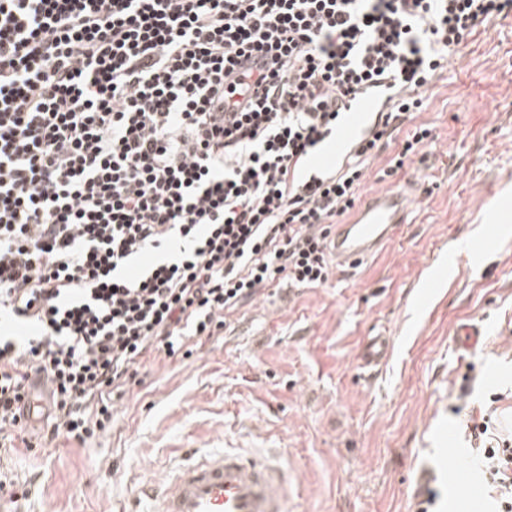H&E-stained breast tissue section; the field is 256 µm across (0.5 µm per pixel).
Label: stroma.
Instances as JSON below:
<instances>
[{"label":"stroma","mask_w":512,"mask_h":512,"mask_svg":"<svg viewBox=\"0 0 512 512\" xmlns=\"http://www.w3.org/2000/svg\"><path fill=\"white\" fill-rule=\"evenodd\" d=\"M434 139L364 192L411 190L407 222L378 255L318 288L263 290L182 362H155L117 402L112 429L0 455L27 491L18 512H121L176 454L242 441L276 448L296 475L288 512H495L482 473L467 495L449 446L467 420L512 432V13L478 26L423 94ZM484 339L460 348L456 323ZM391 351L359 368L366 337Z\"/></svg>","instance_id":"stroma-1"}]
</instances>
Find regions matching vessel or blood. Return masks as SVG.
Returning <instances> with one entry per match:
<instances>
[{"label":"vessel or blood","instance_id":"1","mask_svg":"<svg viewBox=\"0 0 512 512\" xmlns=\"http://www.w3.org/2000/svg\"><path fill=\"white\" fill-rule=\"evenodd\" d=\"M407 196L399 190L371 195L353 220L336 227L333 254L352 270L383 249L405 224ZM390 339L370 336L357 359L361 367L383 363ZM290 493L288 464L273 448H222L189 452L159 481L139 486L134 504L145 512H286Z\"/></svg>","mask_w":512,"mask_h":512}]
</instances>
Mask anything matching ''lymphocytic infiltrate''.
Here are the masks:
<instances>
[{"label":"lymphocytic infiltrate","mask_w":512,"mask_h":512,"mask_svg":"<svg viewBox=\"0 0 512 512\" xmlns=\"http://www.w3.org/2000/svg\"><path fill=\"white\" fill-rule=\"evenodd\" d=\"M512 0H0V448L80 445L155 360L281 282L326 286L337 218L431 137L422 90ZM255 69L239 72L241 58ZM385 105L337 169L345 105ZM414 128L383 168L394 131ZM161 258L131 278L135 258ZM474 462L512 512V453Z\"/></svg>","instance_id":"f902f5d3"}]
</instances>
